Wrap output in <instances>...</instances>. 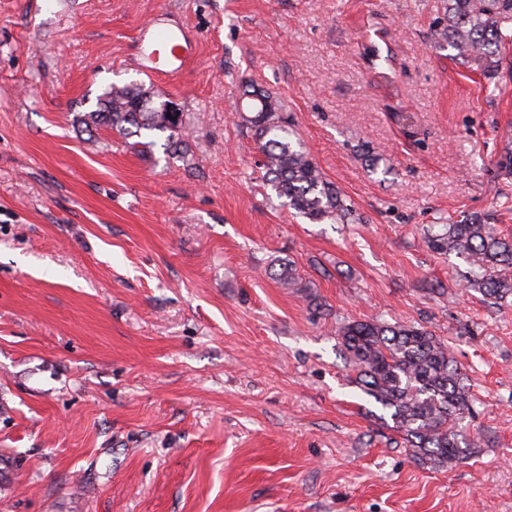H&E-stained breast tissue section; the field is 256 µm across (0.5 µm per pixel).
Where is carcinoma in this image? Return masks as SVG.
<instances>
[{
    "label": "carcinoma",
    "instance_id": "cac0c4a2",
    "mask_svg": "<svg viewBox=\"0 0 512 512\" xmlns=\"http://www.w3.org/2000/svg\"><path fill=\"white\" fill-rule=\"evenodd\" d=\"M448 24L435 30L438 42L456 56L473 59L488 75L498 73L501 49L512 44V0H448ZM252 97L244 120L253 131L256 166L276 197L312 223L350 224L352 208L337 186L326 179L311 154L292 139L288 121L268 93ZM88 128L104 127L128 139L131 147L150 152L155 134H165L163 149L177 155L186 148L182 115L167 113L165 103L137 84L111 85L99 108L80 116ZM441 253L456 254L470 267L467 287L497 303L512 298V237L497 235L475 216L446 224L427 240ZM342 345L357 370L364 392L390 413L393 428L422 460L438 465L462 462L475 442L458 430L471 413V399L447 344L424 327L385 322H352L337 327Z\"/></svg>",
    "mask_w": 512,
    "mask_h": 512
}]
</instances>
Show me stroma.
Instances as JSON below:
<instances>
[{
  "label": "stroma",
  "mask_w": 512,
  "mask_h": 512,
  "mask_svg": "<svg viewBox=\"0 0 512 512\" xmlns=\"http://www.w3.org/2000/svg\"><path fill=\"white\" fill-rule=\"evenodd\" d=\"M158 2L0 0V512H512V306L425 242L512 233V47L490 77L438 46L443 0H167L198 44L170 84L133 60ZM113 83L172 101L186 154L80 124ZM250 84L356 222L267 195ZM372 319L447 341L465 462L356 384L336 328Z\"/></svg>",
  "instance_id": "obj_1"
}]
</instances>
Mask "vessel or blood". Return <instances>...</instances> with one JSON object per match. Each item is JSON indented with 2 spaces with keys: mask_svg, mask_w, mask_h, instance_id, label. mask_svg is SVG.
Returning a JSON list of instances; mask_svg holds the SVG:
<instances>
[{
  "mask_svg": "<svg viewBox=\"0 0 512 512\" xmlns=\"http://www.w3.org/2000/svg\"><path fill=\"white\" fill-rule=\"evenodd\" d=\"M137 54L144 74L161 78L177 74L194 54L195 40L172 17L167 4H159L151 23L141 26L136 36Z\"/></svg>",
  "mask_w": 512,
  "mask_h": 512,
  "instance_id": "b4317fda",
  "label": "vessel or blood"
}]
</instances>
